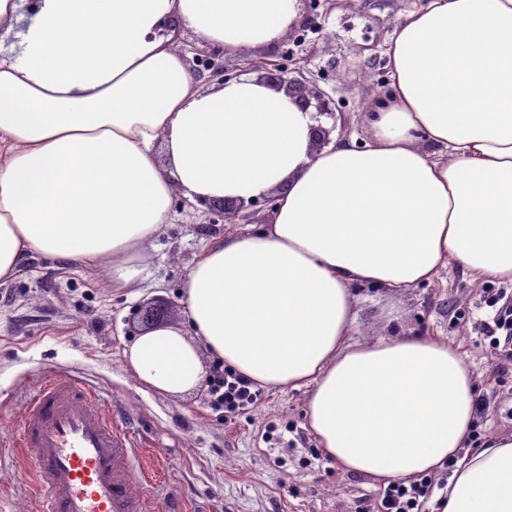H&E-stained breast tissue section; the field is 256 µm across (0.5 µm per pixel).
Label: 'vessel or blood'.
I'll return each instance as SVG.
<instances>
[{"label":"vessel or blood","instance_id":"1","mask_svg":"<svg viewBox=\"0 0 512 512\" xmlns=\"http://www.w3.org/2000/svg\"><path fill=\"white\" fill-rule=\"evenodd\" d=\"M18 434L36 470L40 512H160L153 483L133 488L141 469L135 435L75 375L40 386Z\"/></svg>","mask_w":512,"mask_h":512}]
</instances>
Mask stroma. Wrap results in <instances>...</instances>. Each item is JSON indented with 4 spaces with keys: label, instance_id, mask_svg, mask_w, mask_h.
Returning a JSON list of instances; mask_svg holds the SVG:
<instances>
[{
    "label": "stroma",
    "instance_id": "1",
    "mask_svg": "<svg viewBox=\"0 0 512 512\" xmlns=\"http://www.w3.org/2000/svg\"><path fill=\"white\" fill-rule=\"evenodd\" d=\"M424 2L303 0L301 20L272 49L229 56L189 31L178 45L205 86L213 79L197 68L201 58L230 80L254 75L263 63L307 82L335 104L323 119L330 137L347 138L362 134L369 104L387 88L394 33ZM220 209L175 195L171 224L135 260L138 274L125 288L108 266L40 254L23 260L0 284V433L11 436L43 377L70 373L151 445L153 477L173 512H375L382 484L341 472L323 455L307 427V389H265L255 405L229 414L215 402L212 358L204 360L203 382L179 396L140 385L125 365L141 310L168 306V324L186 326L187 275L211 238L230 227L218 220ZM497 291L511 297L512 283L457 263L404 292L356 290V340L436 336L458 349L476 383L477 447L512 432V351L494 347L481 330ZM392 307L398 320L387 316ZM32 484L26 459L0 467V512H38Z\"/></svg>",
    "mask_w": 512,
    "mask_h": 512
}]
</instances>
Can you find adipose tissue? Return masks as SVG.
I'll return each instance as SVG.
<instances>
[{
  "instance_id": "obj_1",
  "label": "adipose tissue",
  "mask_w": 512,
  "mask_h": 512,
  "mask_svg": "<svg viewBox=\"0 0 512 512\" xmlns=\"http://www.w3.org/2000/svg\"><path fill=\"white\" fill-rule=\"evenodd\" d=\"M299 0H0V282L31 253L111 263L185 198L274 196L271 224L226 233L183 290L191 331L124 352L164 395L203 355L273 389L309 387L337 468L406 483L453 470L435 512H512V433L472 449L476 386L456 347L352 341L358 286L414 288L449 261L512 281V0H428L389 48L367 143L314 149L313 113L255 78L202 86L188 30L227 55L277 43Z\"/></svg>"
}]
</instances>
